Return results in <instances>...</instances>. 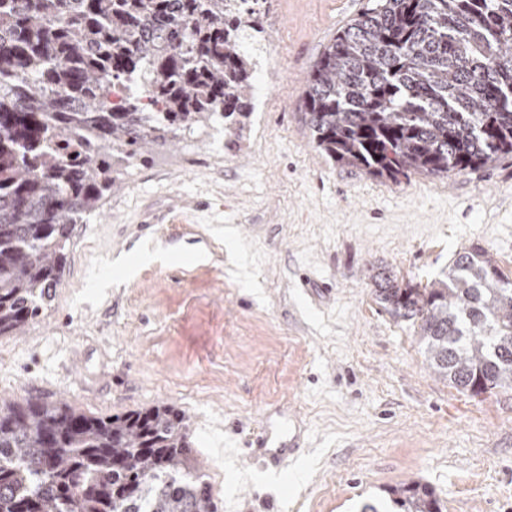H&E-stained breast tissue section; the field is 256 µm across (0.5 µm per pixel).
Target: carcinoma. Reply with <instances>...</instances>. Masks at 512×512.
Masks as SVG:
<instances>
[{
	"instance_id": "1",
	"label": "carcinoma",
	"mask_w": 512,
	"mask_h": 512,
	"mask_svg": "<svg viewBox=\"0 0 512 512\" xmlns=\"http://www.w3.org/2000/svg\"><path fill=\"white\" fill-rule=\"evenodd\" d=\"M228 0H0V336L53 300L74 226L148 145L252 111L261 32ZM125 90L119 103L112 97ZM317 147L373 175H438L512 154V0H377L309 80ZM396 319L456 388L512 390V281L486 251L424 288L376 275ZM401 512H442L418 482ZM0 512H218L184 413L93 416L0 397Z\"/></svg>"
}]
</instances>
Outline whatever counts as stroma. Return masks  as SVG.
Returning a JSON list of instances; mask_svg holds the SVG:
<instances>
[{"label": "stroma", "mask_w": 512, "mask_h": 512, "mask_svg": "<svg viewBox=\"0 0 512 512\" xmlns=\"http://www.w3.org/2000/svg\"><path fill=\"white\" fill-rule=\"evenodd\" d=\"M373 0H259L253 110L156 143L76 225L63 281L0 336V396L89 415L171 405L220 512H360L429 485L443 512H512V391L461 392L374 278L422 287L479 246L512 278V155L448 174L336 163L305 120L325 46ZM301 421L277 477L244 456Z\"/></svg>", "instance_id": "obj_1"}]
</instances>
